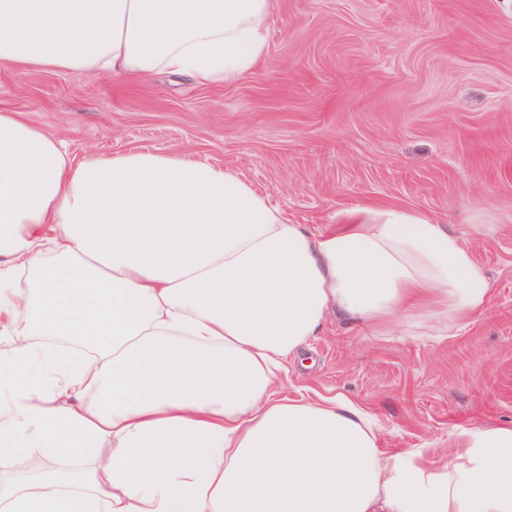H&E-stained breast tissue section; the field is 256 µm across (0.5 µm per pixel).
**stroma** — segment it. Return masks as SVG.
I'll return each mask as SVG.
<instances>
[{"instance_id": "35a3bbf8", "label": "stroma", "mask_w": 512, "mask_h": 512, "mask_svg": "<svg viewBox=\"0 0 512 512\" xmlns=\"http://www.w3.org/2000/svg\"><path fill=\"white\" fill-rule=\"evenodd\" d=\"M0 107L79 159L181 152L234 171L313 229L387 205L448 224L489 308L442 341L333 320L281 394L345 395L385 453L423 449L432 469L455 430L512 423V0H273L268 49L233 83L1 66Z\"/></svg>"}]
</instances>
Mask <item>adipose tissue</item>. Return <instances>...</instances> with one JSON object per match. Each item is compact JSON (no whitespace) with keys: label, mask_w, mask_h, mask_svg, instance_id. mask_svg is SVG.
<instances>
[{"label":"adipose tissue","mask_w":512,"mask_h":512,"mask_svg":"<svg viewBox=\"0 0 512 512\" xmlns=\"http://www.w3.org/2000/svg\"><path fill=\"white\" fill-rule=\"evenodd\" d=\"M271 17V0H0V65L224 84ZM490 300L424 212L344 210L316 234L235 172L76 160L0 108V466L45 459L0 478V512H512L511 424L462 431L433 471L386 454L346 397L278 395L333 318L445 339Z\"/></svg>","instance_id":"adipose-tissue-1"}]
</instances>
